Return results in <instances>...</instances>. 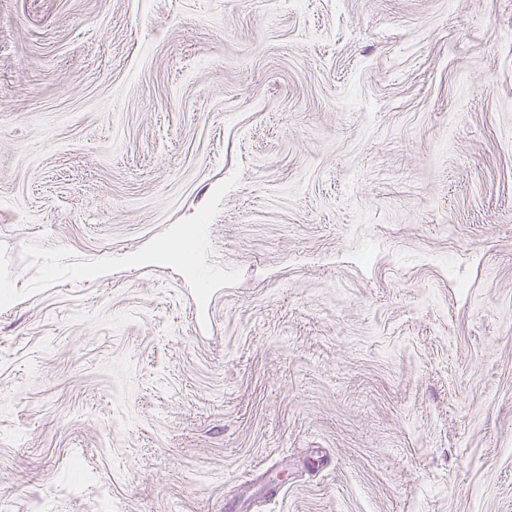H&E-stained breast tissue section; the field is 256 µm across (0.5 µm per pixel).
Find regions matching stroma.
<instances>
[{
    "label": "stroma",
    "instance_id": "stroma-1",
    "mask_svg": "<svg viewBox=\"0 0 512 512\" xmlns=\"http://www.w3.org/2000/svg\"><path fill=\"white\" fill-rule=\"evenodd\" d=\"M0 512H512V0H0Z\"/></svg>",
    "mask_w": 512,
    "mask_h": 512
}]
</instances>
